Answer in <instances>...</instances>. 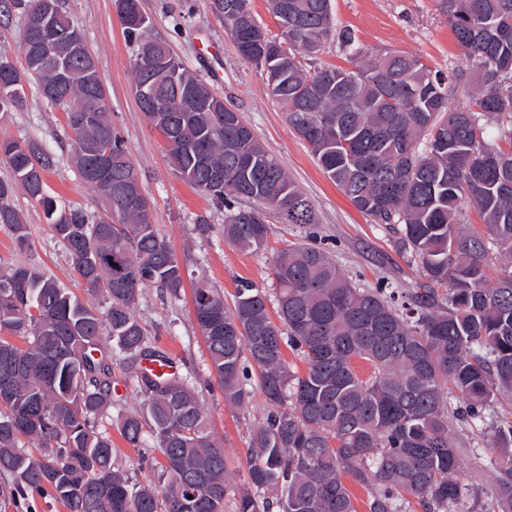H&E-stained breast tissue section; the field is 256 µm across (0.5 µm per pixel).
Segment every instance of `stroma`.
Listing matches in <instances>:
<instances>
[{"label":"stroma","mask_w":512,"mask_h":512,"mask_svg":"<svg viewBox=\"0 0 512 512\" xmlns=\"http://www.w3.org/2000/svg\"><path fill=\"white\" fill-rule=\"evenodd\" d=\"M60 4L96 60L105 88V108L143 175L150 220L188 273L176 299L143 287L135 316L154 345L172 358L177 372L193 384L230 471L237 482H244L250 430L265 417L267 404L257 390L247 407L225 402L210 374L205 341L193 317V276L205 274L228 302L237 280L243 278L268 291L274 286L278 252L293 243H308L329 252L345 275L365 288L406 293L424 287L426 280L402 247L400 225L373 223L322 172L307 144L289 125L285 107L270 94L266 80L238 54L223 15L212 10L210 0H141V7L152 23V36L167 41L184 68L207 80L226 105L242 113L258 140L313 206L316 221L312 224H290L278 210L265 209L268 234L264 248L257 252L225 243L223 209L180 178L169 161L163 136L145 120L133 91L137 46L124 33L115 0H60ZM333 12L337 27L354 32L363 59L401 52L419 57L432 70L444 73L452 68L462 81L470 79L439 0H333ZM1 138L31 140L53 155L55 164L46 172L45 183L60 205L82 208L91 216L102 212L98 192L80 179L71 164L73 143L64 112L48 104L36 88H28L23 109L0 116ZM11 203L27 225L28 243L18 246L10 229L0 225V271L26 265L54 278L82 300L103 305L102 296L90 293L75 275L63 243L41 208L20 189ZM202 220L211 226L205 236L195 229ZM129 372L123 355H115L116 390L100 427L112 437L118 464L133 481L149 483L157 478L160 453L148 440L141 447H131L115 426L118 417L141 403ZM0 512L66 510L51 497L17 489L12 477L1 473Z\"/></svg>","instance_id":"1"}]
</instances>
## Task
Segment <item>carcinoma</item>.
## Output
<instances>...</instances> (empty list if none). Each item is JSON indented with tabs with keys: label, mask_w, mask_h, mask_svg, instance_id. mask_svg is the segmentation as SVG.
<instances>
[{
	"label": "carcinoma",
	"mask_w": 512,
	"mask_h": 512,
	"mask_svg": "<svg viewBox=\"0 0 512 512\" xmlns=\"http://www.w3.org/2000/svg\"><path fill=\"white\" fill-rule=\"evenodd\" d=\"M126 0H116L128 36L140 42L134 85L148 82L163 107L139 102L164 137L170 163L192 187L224 206V241L244 250L264 246L268 228L256 209H234L242 196L275 207L290 224L315 223L313 207L278 160L255 138L241 114L188 111L176 84L221 105L210 85L185 69L164 40L128 28ZM272 15L288 11L290 28L260 34L245 19L224 17L237 48L264 42L252 62L317 164L361 213L376 224L402 225L401 243L418 262L426 288L398 295L357 288L323 250L291 244L278 254L273 295L239 282L232 305L204 275L193 288L195 321L205 338L211 373L224 400L243 406L254 372L268 411L254 426L246 456V486L227 468L208 430L194 387L167 364L136 319L142 287L177 298L184 269L150 221V208L127 192L134 163L104 105L98 70L71 65L62 98L43 91L36 57L67 53L24 39L25 68L4 69L0 88L35 82L66 115L73 163L98 191L102 215L62 207L45 190L54 158L37 144L0 140V159L13 176L0 181V224L27 242V227L11 198L22 188L64 242L101 311L72 297L50 277L15 266L0 273V356L19 370L12 395L0 402V473L21 489L47 491L66 512H358L351 485L363 488L366 512H453L473 485L459 477L462 453L496 472L492 512H512V420L494 410L512 394V0H441L475 75L466 109L448 110L459 75L434 72L413 55L361 59L357 38L339 29L332 0H268ZM334 40L353 69L306 68ZM165 65L149 63L153 54ZM496 125L497 135H485ZM477 206L486 236L457 221L465 203ZM497 252L502 276L485 287V265ZM274 302L277 318L269 313ZM28 339L20 347L4 335ZM289 346L305 364L297 373ZM131 362L140 408L119 432L143 443L149 428L160 451L158 483L136 485L114 462L112 437L98 429L112 404V352ZM492 436L498 455L465 450L450 423ZM37 441L39 456L25 443ZM70 491L61 492L60 473Z\"/></svg>",
	"instance_id": "carcinoma-1"
}]
</instances>
